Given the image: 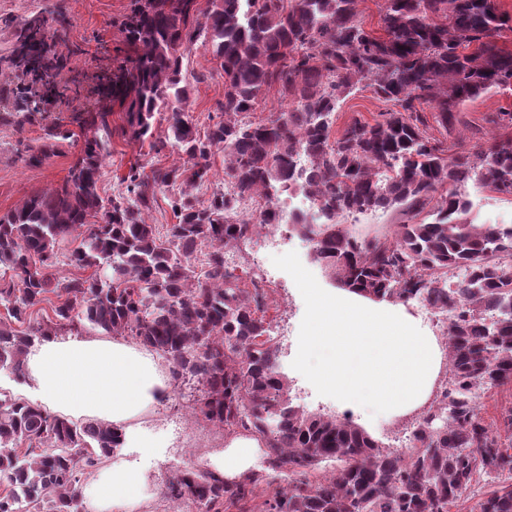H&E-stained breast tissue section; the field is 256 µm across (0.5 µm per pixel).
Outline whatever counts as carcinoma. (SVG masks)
<instances>
[{
    "instance_id": "1",
    "label": "carcinoma",
    "mask_w": 512,
    "mask_h": 512,
    "mask_svg": "<svg viewBox=\"0 0 512 512\" xmlns=\"http://www.w3.org/2000/svg\"><path fill=\"white\" fill-rule=\"evenodd\" d=\"M359 2L207 0L202 9L198 0H134L123 22L133 54L112 97L125 106L131 140L185 159L148 174L131 168L126 194L106 200L100 133L111 113L91 112L95 132L65 183L0 216L1 368L22 379L28 347L63 330L132 337L167 360L173 381L201 386L195 415L263 445V468L231 481L198 466L173 472L163 497L189 512H450L481 481L470 512H512V400L499 425L480 406L487 392L512 396V225L475 223L469 194L472 185L512 197V137L453 151L429 134L455 131L467 101L512 87V51L499 46L512 19L495 0H385L376 36ZM56 35L48 19L29 20L13 59L49 93ZM197 39L224 76L221 116L203 133L182 75ZM364 81L392 108L332 136L342 100ZM274 86L288 109L247 120ZM18 111L41 112L42 99L21 87ZM161 111L167 136L155 139ZM59 135L49 131L27 162L53 153ZM217 150L228 189L203 203L193 190L209 180ZM164 190L174 191L176 223L162 235L144 213ZM297 190L320 220L298 217L294 229L330 281L376 300L421 298L448 317V386L401 449L351 420L291 405L271 338L277 303L226 264ZM257 198L266 207L254 224L240 208ZM380 209L400 216L388 233L359 237L341 224ZM73 239L67 265L88 277L54 273L59 245ZM457 268L467 275L448 280ZM50 294L53 317L34 319ZM123 443L109 422H75L0 393V512H77L82 481Z\"/></svg>"
}]
</instances>
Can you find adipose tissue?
I'll use <instances>...</instances> for the list:
<instances>
[{"label": "adipose tissue", "instance_id": "ef3b65f1", "mask_svg": "<svg viewBox=\"0 0 512 512\" xmlns=\"http://www.w3.org/2000/svg\"><path fill=\"white\" fill-rule=\"evenodd\" d=\"M24 392L71 417L111 422L123 429L127 447L143 448L147 442L131 424L167 397L169 385L159 361L136 345L67 335L44 338L29 348ZM258 446L252 438L233 439L212 464L225 478H235L248 469ZM95 485L91 506L96 512H119L141 498V474L125 461L110 463Z\"/></svg>", "mask_w": 512, "mask_h": 512}]
</instances>
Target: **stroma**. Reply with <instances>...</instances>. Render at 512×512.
<instances>
[{"label":"stroma","mask_w":512,"mask_h":512,"mask_svg":"<svg viewBox=\"0 0 512 512\" xmlns=\"http://www.w3.org/2000/svg\"><path fill=\"white\" fill-rule=\"evenodd\" d=\"M132 0H0V87H13L20 79L8 60L18 44L20 27L34 17L63 19L55 51L64 67L58 76L57 100L46 105L44 112L23 126L0 118V214L5 213L29 196L60 187L70 169L80 158L85 132L74 121L78 112H106L110 115V146L105 158L103 175L98 188L102 197L112 198L123 193V176L130 168L151 170L177 161L178 153L165 150L157 154L148 146L130 141L125 134L124 109L119 102L103 97L102 90L114 80L128 53L122 22L129 13ZM183 73L190 86V111L199 129H206L210 116L216 115L217 104L224 98V79L217 64L202 41H195L183 59ZM387 102L373 94L367 84H360L338 110L337 126L351 119L374 121L386 111ZM512 111V90L489 92L464 107L468 128L449 136V143L461 148L473 144L471 132L481 129L483 139L497 136V129L485 126L487 113ZM65 133L54 155L40 164L29 165L23 160L28 149L37 148L51 128ZM476 223L512 225V198L484 190L470 192ZM243 260L237 273L244 281H251L255 269L253 260H260L268 277L269 289L274 294L278 309L274 314L275 343L279 349V370L290 385L294 406L310 412L343 414L344 405L336 399L318 395L315 388L292 362L298 351V333L305 313L303 298L293 279L276 268L273 257L291 251L297 252L303 266L309 270L322 288L330 282L320 267L310 258V245L301 236L273 245L257 236L242 244ZM200 392L196 386L182 384L170 387L168 397L152 407L136 426L141 435L156 436L161 441L157 448H120L114 460H125L136 465L143 478V496L139 505L129 512H171L172 506L162 497L167 478L178 468L188 465L208 466L211 456L224 449L227 437L222 430L212 428L193 414L195 400ZM355 424L365 429L376 440L390 448L402 447L410 432L411 415H370L360 408L350 412Z\"/></svg>","instance_id":"35a3bbf8"}]
</instances>
